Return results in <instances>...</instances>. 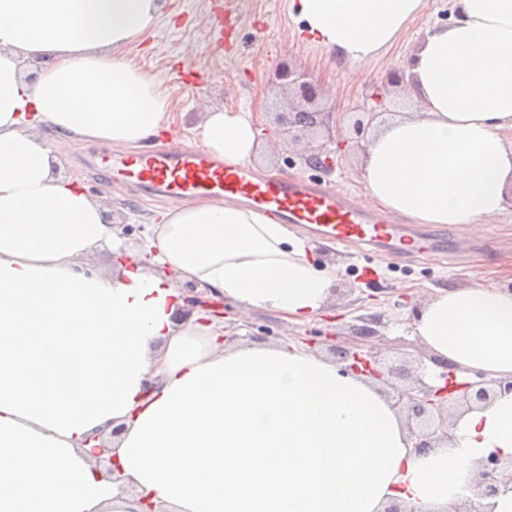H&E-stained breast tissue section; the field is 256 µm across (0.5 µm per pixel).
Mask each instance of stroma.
I'll use <instances>...</instances> for the list:
<instances>
[{"mask_svg": "<svg viewBox=\"0 0 512 512\" xmlns=\"http://www.w3.org/2000/svg\"><path fill=\"white\" fill-rule=\"evenodd\" d=\"M290 0H165L154 30L128 48V55L163 87L175 89L169 134L180 142L200 143L204 116L213 110L270 111L273 96L264 94L269 75L282 65L306 69L334 94L337 111L354 112L386 73L406 62L427 26L444 25L450 0H423L419 14L408 23L397 43L374 67L355 69L325 49L301 41L289 15ZM42 136L62 156V176L78 180L100 201L110 222L127 226L128 242H138L147 224L167 203L142 202L132 188L107 183L90 165L105 152L102 144L64 141L49 128ZM301 146L261 138L250 169L264 177L322 178L324 183L362 201L356 179L363 156L338 153L334 171L318 176L301 160ZM294 157L285 166L284 157ZM448 240L438 253H425L407 261L387 255L366 257L355 247L334 248L313 242L311 257L317 266L339 268L325 311L311 320L294 323L265 311L243 312L229 306L224 323L239 344H275L288 339L311 340L312 354L337 362L332 344L351 348L357 343L353 327L357 317H378L383 325L368 349L381 363L415 371L431 367L432 353L417 337L402 328L412 321L438 291L474 282L512 289V208L493 223L470 232L464 225L445 228Z\"/></svg>", "mask_w": 512, "mask_h": 512, "instance_id": "35a3bbf8", "label": "stroma"}]
</instances>
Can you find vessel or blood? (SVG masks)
I'll use <instances>...</instances> for the list:
<instances>
[{"mask_svg":"<svg viewBox=\"0 0 512 512\" xmlns=\"http://www.w3.org/2000/svg\"><path fill=\"white\" fill-rule=\"evenodd\" d=\"M95 165L107 179L136 184L147 197L244 201L276 221L320 230L344 247L364 244L402 257L411 244H433L416 230L379 223L317 182L262 178L242 163L215 164L205 150L190 145L158 142L137 154L109 151L98 155Z\"/></svg>","mask_w":512,"mask_h":512,"instance_id":"b4317fda","label":"vessel or blood"}]
</instances>
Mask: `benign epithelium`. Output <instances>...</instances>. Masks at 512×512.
<instances>
[{
  "instance_id": "1",
  "label": "benign epithelium",
  "mask_w": 512,
  "mask_h": 512,
  "mask_svg": "<svg viewBox=\"0 0 512 512\" xmlns=\"http://www.w3.org/2000/svg\"><path fill=\"white\" fill-rule=\"evenodd\" d=\"M405 83L406 67L401 65L391 69L381 85L368 96L374 105L362 106L361 118L352 125L354 148L363 149L365 134L382 114L385 102ZM266 88L282 95L284 105L275 113L274 129L264 127L263 134L273 132L293 143L307 142L308 149L302 156L304 163L312 169L331 171V155L345 146V141L336 139V131L345 113L335 111L324 84L313 74L288 65L267 80ZM379 324L378 318L364 319V324L355 328L356 337L363 343L369 341L378 334L376 326ZM336 353L341 361L347 363L346 369L364 374L376 382L387 385L395 374L392 369L382 371L370 353L363 354L348 348H338ZM435 364L442 368L439 378L445 381L444 385L428 384L425 382L426 373L419 371L411 387L397 390V401L407 415L408 430L416 439L414 448L420 452L436 448L440 442L449 439L448 424L431 427L433 412H442L448 400L456 399L469 408L474 404H488L499 393L512 392V381L482 379L458 383L453 379L452 365L440 360ZM506 483H512V459L505 460L500 454L492 453L479 462L478 500L469 501L461 507L451 505L446 512H484L479 499L495 495L499 485Z\"/></svg>"
}]
</instances>
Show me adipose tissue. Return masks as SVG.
I'll list each match as a JSON object with an SVG mask.
<instances>
[{
    "label": "adipose tissue",
    "mask_w": 512,
    "mask_h": 512,
    "mask_svg": "<svg viewBox=\"0 0 512 512\" xmlns=\"http://www.w3.org/2000/svg\"><path fill=\"white\" fill-rule=\"evenodd\" d=\"M305 41L361 68L422 0H291ZM429 27L404 91L420 111L365 146L367 201L422 224L480 225L512 206V0H454ZM160 0H0V512H446L477 497L479 461L512 457V394L455 416L414 449L372 380L289 343L229 346L179 285L303 322L332 294L288 225L237 204L170 201L127 244L102 203L58 172L40 135L133 148L168 125L172 90L126 57ZM41 61L35 80L24 59ZM259 115L207 113L217 163L249 159ZM112 248L108 274L81 261ZM463 375L512 380V290L440 291L409 322ZM121 427L112 436L113 427ZM110 444L112 481L93 447Z\"/></svg>",
    "instance_id": "adipose-tissue-1"
}]
</instances>
